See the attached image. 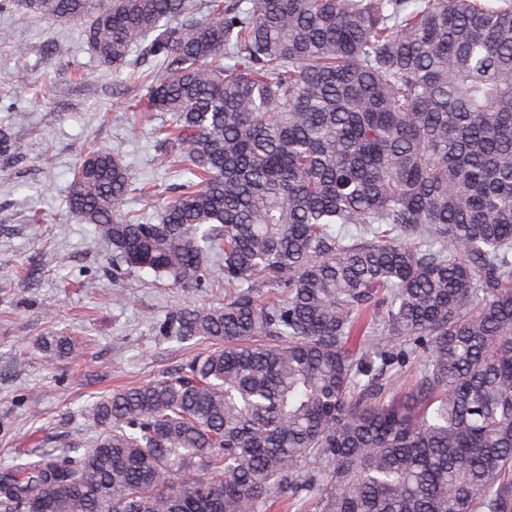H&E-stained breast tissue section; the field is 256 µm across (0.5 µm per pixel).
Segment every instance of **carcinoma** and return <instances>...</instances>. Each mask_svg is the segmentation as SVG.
I'll return each mask as SVG.
<instances>
[{
    "mask_svg": "<svg viewBox=\"0 0 512 512\" xmlns=\"http://www.w3.org/2000/svg\"><path fill=\"white\" fill-rule=\"evenodd\" d=\"M251 2L27 0L170 115L157 220L102 148L70 208L224 296L168 314L210 349L96 401L88 447L1 466L0 512H512V0Z\"/></svg>",
    "mask_w": 512,
    "mask_h": 512,
    "instance_id": "1",
    "label": "carcinoma"
}]
</instances>
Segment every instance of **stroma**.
<instances>
[{
  "label": "stroma",
  "instance_id": "1",
  "mask_svg": "<svg viewBox=\"0 0 512 512\" xmlns=\"http://www.w3.org/2000/svg\"><path fill=\"white\" fill-rule=\"evenodd\" d=\"M0 127L11 126V104L28 112L14 127L15 159L0 161V464L11 463L32 441L59 448L93 435L86 411L120 386L149 383L206 352L156 333L172 310L209 303L216 291L173 287L149 270L115 268L112 246L99 238L67 202L73 171L85 149L119 152L134 177L154 179L155 121L128 110L113 71L96 81L74 80L75 69L93 67L83 25L30 15L20 0L0 11ZM27 49L17 59L15 47ZM48 221L32 224L31 209ZM127 297L125 305L113 294ZM54 302L56 316L41 307ZM68 336L78 361L47 362L38 346L46 336Z\"/></svg>",
  "mask_w": 512,
  "mask_h": 512
}]
</instances>
